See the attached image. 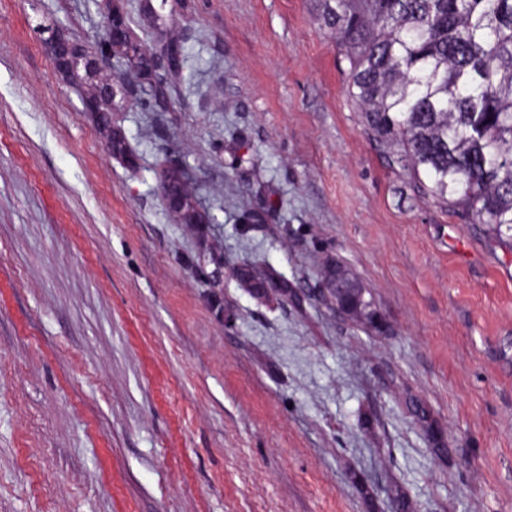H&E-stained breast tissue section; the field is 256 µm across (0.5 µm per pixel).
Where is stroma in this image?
<instances>
[{
	"instance_id": "1",
	"label": "stroma",
	"mask_w": 512,
	"mask_h": 512,
	"mask_svg": "<svg viewBox=\"0 0 512 512\" xmlns=\"http://www.w3.org/2000/svg\"><path fill=\"white\" fill-rule=\"evenodd\" d=\"M111 11L181 72L60 73L50 38L98 53ZM347 86L313 0H0V512H512V251ZM175 165L198 223L158 194ZM345 275L347 277L338 278L334 273V278L331 280L335 281L336 278V288H332L334 284L326 283V288H331L329 289L330 295L335 300L336 305L345 308L348 316L357 319L372 318L373 311H370L372 302L365 298V288L354 276L350 278L346 272Z\"/></svg>"
}]
</instances>
